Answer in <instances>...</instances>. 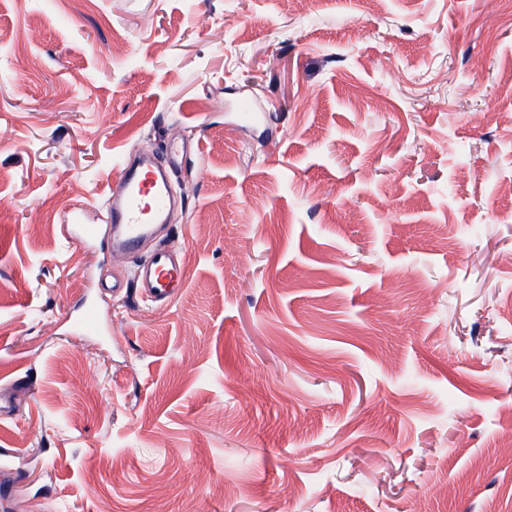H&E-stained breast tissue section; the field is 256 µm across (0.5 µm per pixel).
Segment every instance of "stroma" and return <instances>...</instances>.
<instances>
[{
    "instance_id": "1",
    "label": "stroma",
    "mask_w": 512,
    "mask_h": 512,
    "mask_svg": "<svg viewBox=\"0 0 512 512\" xmlns=\"http://www.w3.org/2000/svg\"><path fill=\"white\" fill-rule=\"evenodd\" d=\"M510 183L512 0H0V512H512ZM172 199L168 175L152 163L150 151H140L139 163L123 162L119 166L112 189L104 198L107 223L121 232L106 240L113 248L137 249L154 224L164 222ZM63 234L67 241L83 244L97 239L100 233L98 224H85L82 209L73 208L67 212ZM186 279V271L177 266L167 247L157 248L141 264L137 280L141 288H145L156 296H161L174 280Z\"/></svg>"
}]
</instances>
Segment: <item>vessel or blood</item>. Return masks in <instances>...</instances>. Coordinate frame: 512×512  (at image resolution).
Listing matches in <instances>:
<instances>
[{
    "instance_id": "b4317fda",
    "label": "vessel or blood",
    "mask_w": 512,
    "mask_h": 512,
    "mask_svg": "<svg viewBox=\"0 0 512 512\" xmlns=\"http://www.w3.org/2000/svg\"><path fill=\"white\" fill-rule=\"evenodd\" d=\"M172 199L171 182L166 172L152 163L149 151H140L138 163H122L104 199L109 223L120 230L119 235L111 237L112 246L137 249L153 226L164 222ZM99 233V225L85 223L82 209L68 211L63 227L67 241L87 243L97 239ZM185 277V269L174 263L169 249L160 247L141 264L137 280L142 288L160 296L173 281Z\"/></svg>"
}]
</instances>
